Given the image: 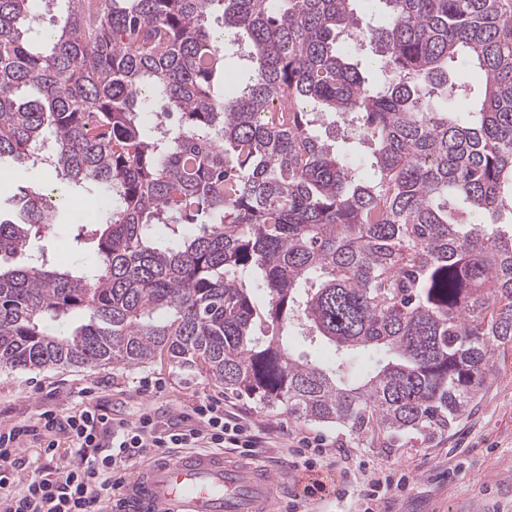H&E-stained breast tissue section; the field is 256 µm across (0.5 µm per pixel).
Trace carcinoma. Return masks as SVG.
<instances>
[{"label":"carcinoma","mask_w":512,"mask_h":512,"mask_svg":"<svg viewBox=\"0 0 512 512\" xmlns=\"http://www.w3.org/2000/svg\"><path fill=\"white\" fill-rule=\"evenodd\" d=\"M352 2L0 0V258H21L0 266L1 367L200 362L385 448L474 408L512 353V0H382L365 26ZM227 46L250 67L230 94ZM452 70L482 76L476 111L448 109ZM327 116L370 173L315 133ZM47 140L68 196L108 198L94 223L47 206ZM51 224L93 243L90 271L25 257ZM296 323L332 363L294 353Z\"/></svg>","instance_id":"1"}]
</instances>
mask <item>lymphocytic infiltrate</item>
<instances>
[{
	"label": "lymphocytic infiltrate",
	"instance_id": "lymphocytic-infiltrate-1",
	"mask_svg": "<svg viewBox=\"0 0 512 512\" xmlns=\"http://www.w3.org/2000/svg\"><path fill=\"white\" fill-rule=\"evenodd\" d=\"M191 412L192 425L160 429L150 414L119 422L95 406L61 417L45 410L26 422L0 425V512H106L123 477L147 455L170 448H232L251 454L257 442L248 425L230 418L221 402L201 399ZM66 435L83 453L76 466L28 469L21 455L25 441L38 442L41 455ZM349 481L337 500L353 499L359 512H386L407 487L406 476L367 473L363 462L348 467Z\"/></svg>",
	"mask_w": 512,
	"mask_h": 512
}]
</instances>
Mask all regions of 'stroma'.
<instances>
[{
    "mask_svg": "<svg viewBox=\"0 0 512 512\" xmlns=\"http://www.w3.org/2000/svg\"><path fill=\"white\" fill-rule=\"evenodd\" d=\"M33 251L74 266L91 260V245L73 246L62 230H50L30 242ZM97 385L95 405L112 417L136 420L148 413L161 424L190 415L203 398L224 404L226 414L246 418L261 439L255 460L290 467L292 438L329 442L330 466L323 472L343 482L335 462L361 458L375 469L405 472L409 486L391 512H512V358L500 363L496 378L479 404L454 429L430 443L409 442L383 448L344 428L312 424L289 416L284 408H260L253 400L225 391L204 367L178 366L168 360L133 368H57L11 371L0 368V425L20 422L51 409L64 416L82 409L83 387Z\"/></svg>",
    "mask_w": 512,
    "mask_h": 512,
    "instance_id": "stroma-1",
    "label": "stroma"
}]
</instances>
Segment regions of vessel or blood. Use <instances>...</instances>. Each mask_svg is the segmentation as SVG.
Segmentation results:
<instances>
[{
	"mask_svg": "<svg viewBox=\"0 0 512 512\" xmlns=\"http://www.w3.org/2000/svg\"><path fill=\"white\" fill-rule=\"evenodd\" d=\"M318 472L283 481L265 465H242L214 454L155 456L139 465L121 488L120 512H277L280 493L291 488L303 496L306 512H321L306 486L328 485Z\"/></svg>",
	"mask_w": 512,
	"mask_h": 512,
	"instance_id": "obj_1",
	"label": "vessel or blood"
}]
</instances>
